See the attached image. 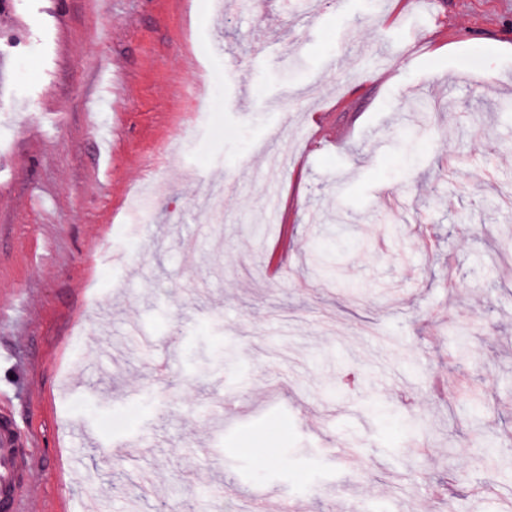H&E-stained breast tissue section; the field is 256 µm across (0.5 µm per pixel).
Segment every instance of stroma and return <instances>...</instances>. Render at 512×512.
<instances>
[{
    "label": "stroma",
    "instance_id": "1",
    "mask_svg": "<svg viewBox=\"0 0 512 512\" xmlns=\"http://www.w3.org/2000/svg\"><path fill=\"white\" fill-rule=\"evenodd\" d=\"M303 3L0 8V389L24 439L23 512H247L257 493L304 512H332V494L359 512L512 499V469L488 461L460 397L479 395L512 458V206L498 202L512 187V0H425L414 29L409 0H317L311 16ZM218 38L230 55L209 54ZM200 78L211 109L188 144ZM161 148L192 173L155 167ZM262 149L292 156L286 176ZM149 176L154 218L131 235L126 202ZM219 177L222 213L200 212ZM339 217L334 284L318 263ZM111 245L123 262L108 263ZM143 330L172 357L166 379ZM372 402L421 431L373 414L361 426ZM269 437L290 468L244 451ZM354 442L375 449L365 470L332 452Z\"/></svg>",
    "mask_w": 512,
    "mask_h": 512
}]
</instances>
